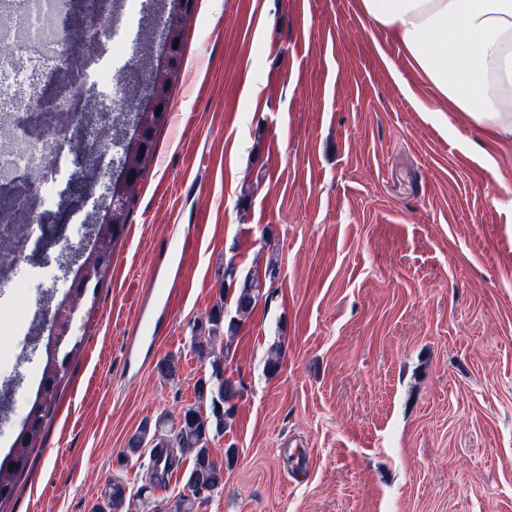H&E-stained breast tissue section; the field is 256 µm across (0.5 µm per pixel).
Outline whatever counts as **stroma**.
<instances>
[{
  "label": "stroma",
  "mask_w": 512,
  "mask_h": 512,
  "mask_svg": "<svg viewBox=\"0 0 512 512\" xmlns=\"http://www.w3.org/2000/svg\"><path fill=\"white\" fill-rule=\"evenodd\" d=\"M115 9L117 35L158 58L161 0ZM67 53L48 79L121 65L108 37ZM122 92L104 117L116 142L83 194L48 199L13 174L45 230L0 297L20 321L0 328V461L46 361L33 326L76 257L58 254L39 290L23 281L47 242L100 223L148 89ZM153 140L82 347L0 512H94L115 478L152 502L182 494V470L153 484L125 443L195 404L211 366L193 326L230 264L276 272L225 368L242 395L211 450L236 459L198 512H512V155L482 166L481 134L437 111L358 0H196ZM166 356L179 368L168 382L154 370Z\"/></svg>",
  "instance_id": "obj_1"
}]
</instances>
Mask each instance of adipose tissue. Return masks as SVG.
<instances>
[{
    "mask_svg": "<svg viewBox=\"0 0 512 512\" xmlns=\"http://www.w3.org/2000/svg\"><path fill=\"white\" fill-rule=\"evenodd\" d=\"M362 19L388 32L412 73L491 145L498 170L512 151V0H358Z\"/></svg>",
    "mask_w": 512,
    "mask_h": 512,
    "instance_id": "ef3b65f1",
    "label": "adipose tissue"
}]
</instances>
